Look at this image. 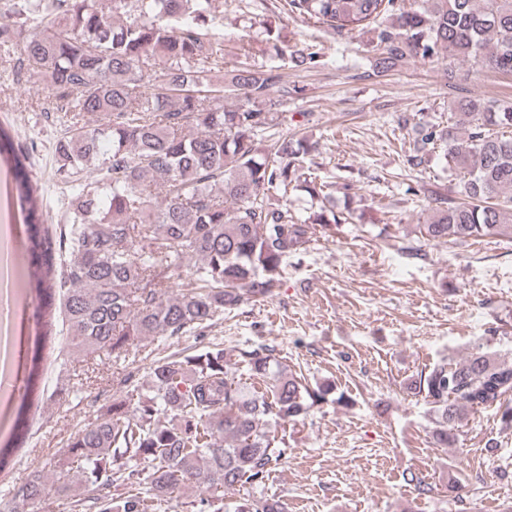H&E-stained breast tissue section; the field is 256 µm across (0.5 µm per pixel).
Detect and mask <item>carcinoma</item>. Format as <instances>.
<instances>
[{"instance_id": "1", "label": "carcinoma", "mask_w": 512, "mask_h": 512, "mask_svg": "<svg viewBox=\"0 0 512 512\" xmlns=\"http://www.w3.org/2000/svg\"><path fill=\"white\" fill-rule=\"evenodd\" d=\"M284 8L338 33L389 21L377 35L379 73L406 58L446 56L512 75V0H422L417 9L401 0H285ZM219 22L215 0H112L108 12L102 0H7L0 8V51L20 48L29 79L54 99L64 127L58 171L70 188L67 224L54 238L30 154L0 127V155L26 222L20 288L36 293L45 328L62 300L75 350L119 358L140 339L202 336L224 311L275 297L283 259L315 234L270 202L291 185L312 197L328 188L304 170L308 141L279 129L288 87L278 71L249 66L213 80L224 69ZM268 51L297 66L320 57L312 45ZM229 96L236 102L226 107ZM450 110L455 123L429 126L415 144L442 148L455 176L448 194L430 197L419 233L437 244L512 240V210L504 213L512 205V100L463 96ZM87 112L97 117L93 127ZM93 160L95 187L85 177ZM186 258L194 269L172 297L169 280ZM41 362L34 351L23 402ZM121 384L122 400L14 488L10 512H40L52 495L98 512H151L186 489L198 492L196 512H286L278 499L249 494L230 506L224 492L265 484L288 459L269 419L305 420L329 388L310 387L273 348L246 346L230 358L218 344L157 358L144 380L128 373ZM410 389L429 405L442 448L455 444L467 412L497 407L512 424V361L479 344ZM117 478L125 491L114 494Z\"/></svg>"}]
</instances>
